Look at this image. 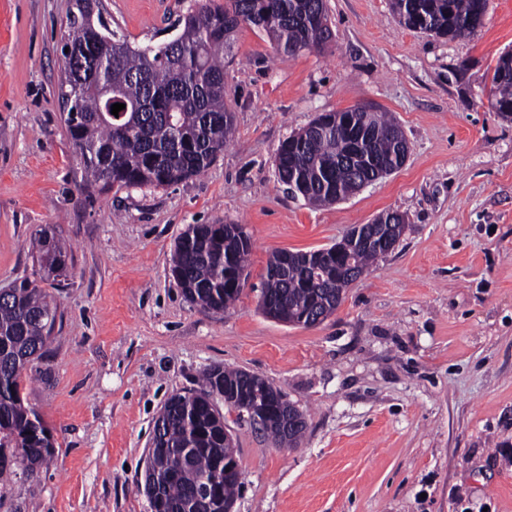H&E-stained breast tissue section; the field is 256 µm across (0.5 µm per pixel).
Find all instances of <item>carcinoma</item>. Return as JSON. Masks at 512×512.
<instances>
[{
  "mask_svg": "<svg viewBox=\"0 0 512 512\" xmlns=\"http://www.w3.org/2000/svg\"><path fill=\"white\" fill-rule=\"evenodd\" d=\"M89 0H75L68 43L89 42L106 65L83 82L63 60L61 99L74 94L78 112L63 113L71 143L94 184L164 187L204 172L224 149L233 130V114L224 107V51L243 24L264 31L284 55L322 51L333 40L323 0H224L209 2L178 19L175 34L162 44L139 45L97 17L88 29ZM490 0H391V9L406 28L440 37L474 36L484 26ZM112 83L118 115L106 111L99 83ZM491 107L512 119V52L500 56L491 76ZM345 114L365 126L355 158L348 155L347 131L284 139L276 151V173L308 204L322 207L347 198L354 180L384 165L400 169L404 133L383 112L348 108ZM397 241L384 246L356 245L315 260L320 250L281 252L269 257L258 307L266 316L292 325H307L312 310L334 313L337 289L357 280ZM45 279L68 276V251L55 233L44 229L32 242ZM250 235L239 224H191L173 246L171 273L185 297L198 306L222 311L240 296L231 286L246 269ZM56 307L35 280L27 278L0 289V476L20 467L34 474L52 454L54 444L40 415L20 395L23 371L38 360L50 340ZM227 392L234 405L260 408L283 392L255 374L215 366L199 388L172 395L164 404L162 430L155 433L154 486L163 512H224L241 482L234 476L215 479L224 458H235L224 439V414L211 399ZM293 430L272 422L262 434L277 448H296L307 423Z\"/></svg>",
  "mask_w": 512,
  "mask_h": 512,
  "instance_id": "obj_1",
  "label": "carcinoma"
}]
</instances>
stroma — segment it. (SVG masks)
<instances>
[{
    "label": "stroma",
    "mask_w": 512,
    "mask_h": 512,
    "mask_svg": "<svg viewBox=\"0 0 512 512\" xmlns=\"http://www.w3.org/2000/svg\"><path fill=\"white\" fill-rule=\"evenodd\" d=\"M130 42L159 44L195 0H100ZM74 0H0V288L41 273L27 243L52 227L70 257L44 282L57 309L21 395L54 452L0 482V512H151L154 421L214 366L258 374L307 418L274 447L227 414L242 487L233 512H512V120L490 73L512 52V0L450 39L401 25L390 0H325L322 53L276 52L242 25L224 56L234 134L201 175L165 187L86 184L61 119V47ZM392 113L409 143L397 171L314 208L275 173L279 144L318 114ZM385 211L396 248L314 326L258 308L276 250L313 251ZM252 239L234 307L191 303L169 274L191 224Z\"/></svg>",
    "instance_id": "35a3bbf8"
}]
</instances>
